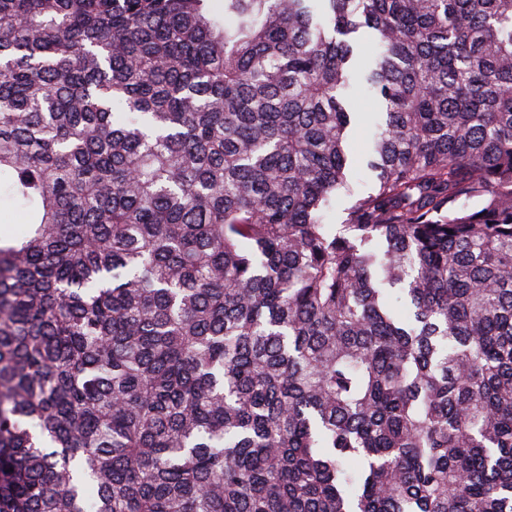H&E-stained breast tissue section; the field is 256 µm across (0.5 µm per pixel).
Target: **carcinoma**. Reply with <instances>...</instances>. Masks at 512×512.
Here are the masks:
<instances>
[{"instance_id":"obj_1","label":"carcinoma","mask_w":512,"mask_h":512,"mask_svg":"<svg viewBox=\"0 0 512 512\" xmlns=\"http://www.w3.org/2000/svg\"><path fill=\"white\" fill-rule=\"evenodd\" d=\"M2 198L0 512H512V0H0ZM348 96L356 102L359 112H363L351 135L357 156V163L351 172L352 186L355 193H366L373 187L374 173L366 168L364 159L372 148L382 119L381 112L384 111L380 103L373 100L372 95L360 82L352 85L348 90ZM351 196L346 193H336V196L331 200L330 205L325 208L322 213V223L327 224L328 227L334 231L339 228V224H343L346 211L351 204Z\"/></svg>"}]
</instances>
